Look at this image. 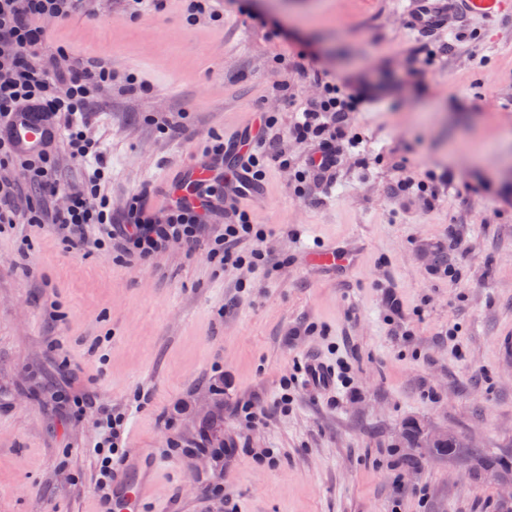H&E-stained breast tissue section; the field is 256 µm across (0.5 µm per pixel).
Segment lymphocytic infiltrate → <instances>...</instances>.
Wrapping results in <instances>:
<instances>
[{
    "mask_svg": "<svg viewBox=\"0 0 512 512\" xmlns=\"http://www.w3.org/2000/svg\"><path fill=\"white\" fill-rule=\"evenodd\" d=\"M75 3L76 0H0V161H12L19 180L51 197L63 190L53 146L45 145L31 154L19 152L7 125L33 114L49 132L67 131V145L75 158L98 155L97 146L84 134L83 118L91 111L98 91L111 84V68L98 62L79 67L62 53L48 59L40 54L49 23L69 20ZM361 101V96L355 94L340 95L335 83L326 80L321 94L301 105L291 133L310 147L299 173L302 184L318 186L332 180L339 148L352 143L347 132L349 114ZM106 170V163H99L84 187L71 194L63 207L48 214L40 208L19 212L15 205L16 182L1 183L0 224L12 227L21 222L40 224L48 219L71 243L85 242L88 229L94 228L98 231L94 240L97 247H118L146 260L173 240L182 243L186 251H194L214 206L224 203V175L219 172L205 189L211 205H191L178 185L164 208V217L149 210L144 196L139 195L126 222L118 223L113 221L109 201L101 192ZM263 236L262 228L248 223L246 217H238L215 238L211 256L227 264L246 263L262 268L266 264L264 254L257 249L242 251L241 245ZM100 416L105 431L95 451L100 457L99 488L106 492L112 470L121 458L125 418L106 407L101 408Z\"/></svg>",
    "mask_w": 512,
    "mask_h": 512,
    "instance_id": "lymphocytic-infiltrate-1",
    "label": "lymphocytic infiltrate"
}]
</instances>
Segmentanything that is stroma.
I'll return each mask as SVG.
<instances>
[{
    "instance_id": "1",
    "label": "stroma",
    "mask_w": 512,
    "mask_h": 512,
    "mask_svg": "<svg viewBox=\"0 0 512 512\" xmlns=\"http://www.w3.org/2000/svg\"><path fill=\"white\" fill-rule=\"evenodd\" d=\"M186 7L83 0L42 52L112 68L86 132L117 215L143 190L163 209L182 165L270 116L288 163L262 166L265 208L235 207L271 267L210 258L220 215L195 252L146 261L49 224L1 232L0 512H93L99 403L126 452L158 454V512H512V481L403 439L413 422L512 459V17L418 34L409 0ZM317 70L366 101L335 185L302 195L289 128ZM403 177L427 191L393 193ZM333 244L355 251L326 275L310 255ZM312 361L349 387L306 386Z\"/></svg>"
}]
</instances>
